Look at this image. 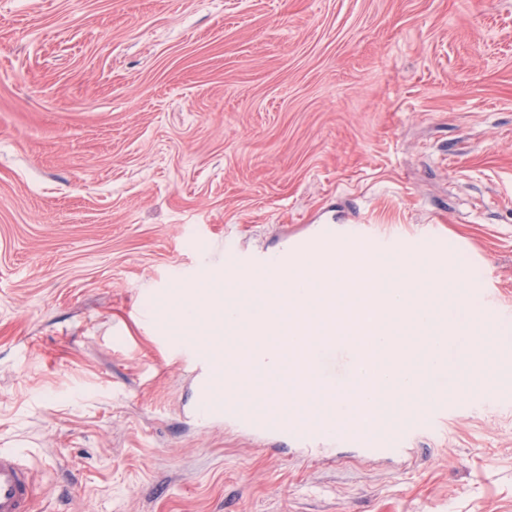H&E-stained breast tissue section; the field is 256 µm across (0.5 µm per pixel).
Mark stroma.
<instances>
[{"mask_svg": "<svg viewBox=\"0 0 512 512\" xmlns=\"http://www.w3.org/2000/svg\"><path fill=\"white\" fill-rule=\"evenodd\" d=\"M442 226L512 310V0H0V448L34 512H512V394L332 467L193 414L228 246Z\"/></svg>", "mask_w": 512, "mask_h": 512, "instance_id": "1", "label": "stroma"}]
</instances>
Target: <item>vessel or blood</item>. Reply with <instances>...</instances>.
<instances>
[{
    "instance_id": "obj_1",
    "label": "vessel or blood",
    "mask_w": 512,
    "mask_h": 512,
    "mask_svg": "<svg viewBox=\"0 0 512 512\" xmlns=\"http://www.w3.org/2000/svg\"><path fill=\"white\" fill-rule=\"evenodd\" d=\"M340 239L378 256H386L391 252L389 240L351 227L324 224L316 236L298 239L292 251L271 256L240 252L235 256L233 264L251 279L264 281L274 270H295L300 255L324 252L334 248ZM411 249L443 259L448 255V237L436 228L429 236L416 239ZM336 328V311L329 307L324 310L321 322L314 331V340H303L288 354L284 353L282 343L270 344V351L281 355L282 365L290 373V392H300L304 386L310 385L317 398L324 402L336 389L335 378L325 372L320 361L311 358L312 343H319L325 351L338 346L347 352L366 350L365 330L348 327L344 339L340 340L336 337ZM176 348L180 354L203 366L205 370L204 380L198 382L196 387L195 412L199 419L221 418L237 424L257 438L285 440L315 456H331L335 447L343 444L355 446L363 459L400 456L411 438L429 428L435 417L446 413L450 405L471 399L470 394L461 390L449 395L436 390L431 374L426 372L420 377L418 387L427 392L428 399L403 426L391 432L371 435L362 430L357 418L352 417L336 432L331 428L332 415L323 411L310 416L301 410L293 414L284 413L274 403L262 408L253 405L248 390L255 383L252 375L254 362L252 356L245 351L239 357L238 368L230 371L222 362L223 346L180 341ZM37 496L36 481L19 453L0 449V512H33Z\"/></svg>"
}]
</instances>
